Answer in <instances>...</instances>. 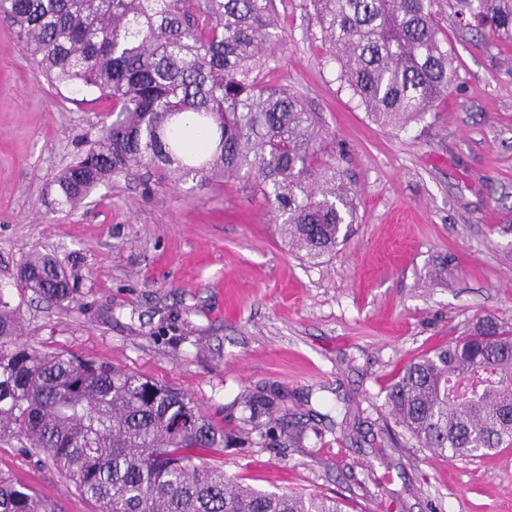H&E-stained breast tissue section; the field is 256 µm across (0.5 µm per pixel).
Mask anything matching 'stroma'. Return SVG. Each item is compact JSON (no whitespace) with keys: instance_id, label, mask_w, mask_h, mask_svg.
Listing matches in <instances>:
<instances>
[{"instance_id":"1","label":"stroma","mask_w":512,"mask_h":512,"mask_svg":"<svg viewBox=\"0 0 512 512\" xmlns=\"http://www.w3.org/2000/svg\"><path fill=\"white\" fill-rule=\"evenodd\" d=\"M284 41L273 83L320 116L321 146L350 185L346 243L312 259L280 235L244 180L171 185L133 168L59 211L54 180L111 123L96 89L52 86L0 23V286L24 344L108 360L190 394L237 429L241 394L274 389L302 446L247 440L224 470L263 489L338 496L345 512H512V447L435 456L385 435L386 389L415 358L469 333L512 325V40L436 9L458 80L404 130L375 123L340 78L303 0H276ZM52 257L79 288L64 307L14 286L25 255ZM358 421L353 439L334 425ZM61 512H94L43 455L0 441V478Z\"/></svg>"}]
</instances>
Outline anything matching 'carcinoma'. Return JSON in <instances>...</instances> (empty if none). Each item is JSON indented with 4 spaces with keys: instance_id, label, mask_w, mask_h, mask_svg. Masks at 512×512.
<instances>
[{
    "instance_id": "carcinoma-1",
    "label": "carcinoma",
    "mask_w": 512,
    "mask_h": 512,
    "mask_svg": "<svg viewBox=\"0 0 512 512\" xmlns=\"http://www.w3.org/2000/svg\"><path fill=\"white\" fill-rule=\"evenodd\" d=\"M437 0H307L341 80L376 122L404 129L437 109L458 79L434 10ZM512 39V0H455ZM0 20L57 85L112 100V124L55 180L73 209L112 176L150 166L160 179L242 175L281 219L288 244L318 258L336 250L355 204L324 159L318 113L272 85L275 0H0ZM191 113L216 129L192 137ZM17 287L46 303L74 300L67 273L28 253ZM18 310L0 293V438L45 454L96 512H344L316 492L265 491L224 473L204 452L239 436L214 427L187 393L105 362L19 343ZM241 433L303 445L308 427L285 423L282 396L242 397ZM385 406L431 453L474 458L512 447V327L486 316L473 330L409 362ZM0 512H59L36 491L0 479Z\"/></svg>"
}]
</instances>
